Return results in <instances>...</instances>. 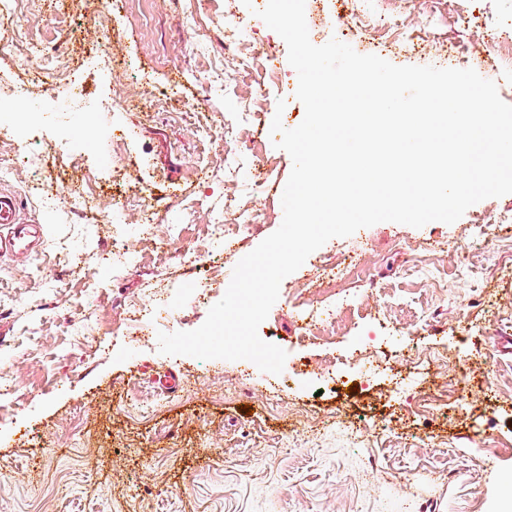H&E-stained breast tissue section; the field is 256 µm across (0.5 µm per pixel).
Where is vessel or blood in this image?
I'll list each match as a JSON object with an SVG mask.
<instances>
[{
	"label": "vessel or blood",
	"instance_id": "vessel-or-blood-1",
	"mask_svg": "<svg viewBox=\"0 0 512 512\" xmlns=\"http://www.w3.org/2000/svg\"><path fill=\"white\" fill-rule=\"evenodd\" d=\"M21 201L11 191L0 189V256H29L44 249L46 227L20 217Z\"/></svg>",
	"mask_w": 512,
	"mask_h": 512
}]
</instances>
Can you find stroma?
I'll list each match as a JSON object with an SVG mask.
<instances>
[{"label":"stroma","instance_id":"obj_1","mask_svg":"<svg viewBox=\"0 0 512 512\" xmlns=\"http://www.w3.org/2000/svg\"><path fill=\"white\" fill-rule=\"evenodd\" d=\"M267 0H46L16 15L23 39L48 47L52 59L22 61L21 45L0 48V100L20 86L40 123L19 132L0 118V165L35 146L46 178H78L120 193L142 189L160 199V221L181 225L157 235L152 253L139 241L140 215L113 218L102 204L88 224L43 210L23 193L15 171L0 187L20 194L27 220L47 227L42 251L0 261V377L13 380L0 399V512H496L512 490V223L486 258L478 216H512V194L483 200L456 222L421 228L383 222L329 240L281 283L260 337L287 353L280 374L247 360H202L158 350L157 334L118 331L124 304L146 279L178 284L170 326L200 327L224 295L241 258L278 229L276 191L290 155L273 144L274 103L285 128L305 115L285 41L257 17ZM373 10L400 13L412 48L394 38L348 31L355 0H305L310 40L349 44L397 66H440L462 52L470 66L512 104V71L499 67V42L512 38V0H371ZM197 14L194 28L183 10ZM241 41L272 54L280 70L266 83L238 74L229 95L213 96L202 74L223 63L225 44ZM124 67L108 71L97 57ZM89 102L113 99L100 123L107 136L87 146L60 108L70 70ZM271 108L239 133L243 158L202 153L213 113L233 124L256 92ZM244 161L239 178L225 166ZM120 174H113V167ZM266 192L251 197L256 172ZM251 197L258 227L223 248L202 287L189 283L178 255L208 254L212 209ZM130 256L102 265L114 236ZM456 242L470 269L439 291L414 269L412 247ZM361 255L330 282L332 327L306 331V304L325 265ZM470 375L453 387L457 366ZM361 419L386 434L351 436Z\"/></svg>","mask_w":512,"mask_h":512}]
</instances>
